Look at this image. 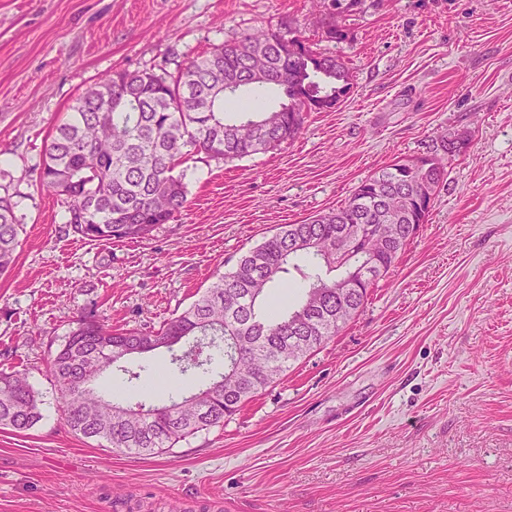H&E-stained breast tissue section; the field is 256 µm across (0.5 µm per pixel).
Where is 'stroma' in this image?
<instances>
[{
	"label": "stroma",
	"mask_w": 512,
	"mask_h": 512,
	"mask_svg": "<svg viewBox=\"0 0 512 512\" xmlns=\"http://www.w3.org/2000/svg\"><path fill=\"white\" fill-rule=\"evenodd\" d=\"M0 0V186L21 223L0 275V364L42 418L0 428V512H512V0ZM256 29L341 57L351 89L293 142L184 168L188 205L144 239L67 232L38 164L76 96ZM444 156L427 224L358 315L224 425L153 457L64 426L48 374L83 311L158 330L284 224L367 177Z\"/></svg>",
	"instance_id": "35a3bbf8"
}]
</instances>
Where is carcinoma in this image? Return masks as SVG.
Masks as SVG:
<instances>
[{"instance_id":"1","label":"carcinoma","mask_w":512,"mask_h":512,"mask_svg":"<svg viewBox=\"0 0 512 512\" xmlns=\"http://www.w3.org/2000/svg\"><path fill=\"white\" fill-rule=\"evenodd\" d=\"M254 57L268 65L262 82L250 73ZM350 85L341 58L265 29L214 45L174 73L115 71L79 93L55 127L42 154L40 183L56 196L63 223L81 239H142L186 208L181 165L188 157L233 160L290 142L301 133L306 113L333 108ZM260 89L286 101L254 108L251 95ZM228 102L241 109L242 118L226 119ZM417 176L390 164L362 181L344 205L279 227L156 331H114L93 312L81 314L50 360L65 425L114 452L147 456L224 425L364 308L414 239L415 226L427 221L428 208L395 209L390 226L402 233L384 241L374 237L388 202L406 196ZM17 206L10 194L0 195V275L16 259ZM344 230L353 245L338 260L328 243ZM299 256L308 265L295 264ZM367 265L370 277L363 280L359 272ZM292 269L304 283L300 301L284 309L265 303L272 285ZM160 348L181 374H202L201 384L170 385L162 398L144 393L139 381L145 367L136 369L129 360ZM211 350L223 352V370L210 368L204 352ZM109 370L126 376L132 403L104 394L99 382ZM41 405L25 369H0L1 428L32 429Z\"/></svg>"}]
</instances>
